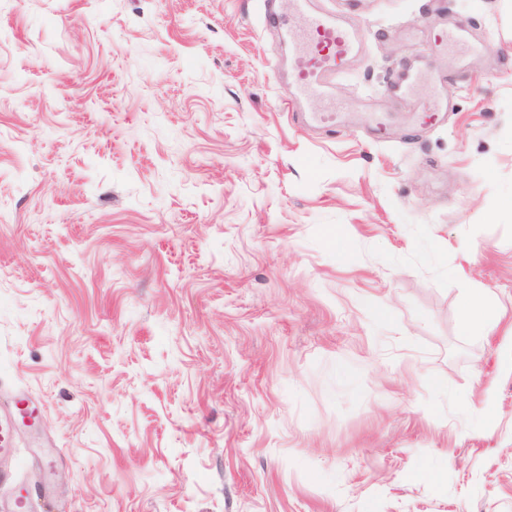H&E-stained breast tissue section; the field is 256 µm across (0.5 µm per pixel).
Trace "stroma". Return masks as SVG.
<instances>
[{
  "instance_id": "obj_1",
  "label": "stroma",
  "mask_w": 512,
  "mask_h": 512,
  "mask_svg": "<svg viewBox=\"0 0 512 512\" xmlns=\"http://www.w3.org/2000/svg\"><path fill=\"white\" fill-rule=\"evenodd\" d=\"M309 2L358 34L332 127L285 106L288 0H0L34 512H512V0ZM499 315L495 306L487 303L474 289L462 311V330L468 335L488 336L498 325Z\"/></svg>"
}]
</instances>
